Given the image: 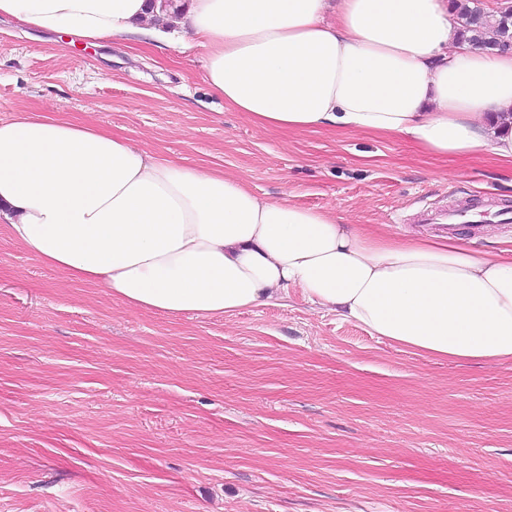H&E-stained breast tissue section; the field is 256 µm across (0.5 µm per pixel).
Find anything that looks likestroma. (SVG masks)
Instances as JSON below:
<instances>
[{
	"mask_svg": "<svg viewBox=\"0 0 512 512\" xmlns=\"http://www.w3.org/2000/svg\"><path fill=\"white\" fill-rule=\"evenodd\" d=\"M204 52L0 23V120L91 122L345 224L512 210V172L398 138L262 131ZM0 512H512V362L434 359L299 290L169 317L68 279L0 226Z\"/></svg>",
	"mask_w": 512,
	"mask_h": 512,
	"instance_id": "35a3bbf8",
	"label": "stroma"
}]
</instances>
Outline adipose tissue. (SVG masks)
<instances>
[{"label": "adipose tissue", "mask_w": 512, "mask_h": 512, "mask_svg": "<svg viewBox=\"0 0 512 512\" xmlns=\"http://www.w3.org/2000/svg\"><path fill=\"white\" fill-rule=\"evenodd\" d=\"M1 19L89 42L171 31L257 128L403 137L512 167V50L463 42L448 0H188L175 16L149 0H0ZM0 223L132 308L231 315L297 288L425 356L512 361V248L344 224L90 122L0 120Z\"/></svg>", "instance_id": "obj_1"}]
</instances>
